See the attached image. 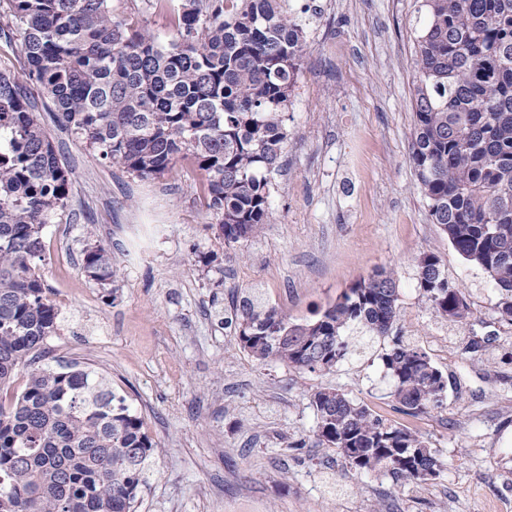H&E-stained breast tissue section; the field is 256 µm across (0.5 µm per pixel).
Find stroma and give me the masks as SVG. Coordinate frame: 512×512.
<instances>
[{
    "mask_svg": "<svg viewBox=\"0 0 512 512\" xmlns=\"http://www.w3.org/2000/svg\"><path fill=\"white\" fill-rule=\"evenodd\" d=\"M304 51L285 109L284 171L272 216L254 237L225 246L199 198L191 161L142 179L36 115L70 171V206L46 225L41 272L60 311L50 365L104 374L157 448L135 512H512V322L482 271L428 218L409 152L413 131L417 0H286ZM167 44L170 10L113 0ZM105 247L116 277L82 271L87 248ZM438 255L448 283L471 306L466 325L437 316L418 286L417 259ZM394 272L399 318L331 372L255 360L230 319L242 292L297 322L332 305L377 269ZM402 338L448 380L442 409L400 412L382 355ZM482 349L470 353L471 341ZM333 387L409 429L442 463L436 479L400 486L357 475L318 445L311 394Z\"/></svg>",
    "mask_w": 512,
    "mask_h": 512,
    "instance_id": "35a3bbf8",
    "label": "stroma"
}]
</instances>
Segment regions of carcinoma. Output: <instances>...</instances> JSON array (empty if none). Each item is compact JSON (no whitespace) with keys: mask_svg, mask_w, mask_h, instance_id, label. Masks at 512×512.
I'll return each mask as SVG.
<instances>
[{"mask_svg":"<svg viewBox=\"0 0 512 512\" xmlns=\"http://www.w3.org/2000/svg\"><path fill=\"white\" fill-rule=\"evenodd\" d=\"M418 2L416 180L430 221L486 274L512 321V0ZM171 10L176 36L161 45L112 0H0V32L18 37L23 58L21 72L0 71V512H133L156 448L105 376L42 363L59 311L36 261L43 228L67 211L71 179L29 85L81 142L137 177L191 159L224 244L270 221L302 29L282 0H179ZM417 266L432 310L467 323L470 307L441 259L423 253ZM83 272L112 282L107 249H87ZM398 300L394 272L379 269L305 322L250 293L234 316L255 359L329 372L351 350L350 326L389 334ZM383 361L401 411L442 407L448 380L424 351L398 341ZM311 405L319 443L356 472L402 485L439 476L425 441L345 393L321 387Z\"/></svg>","mask_w":512,"mask_h":512,"instance_id":"1","label":"carcinoma"}]
</instances>
